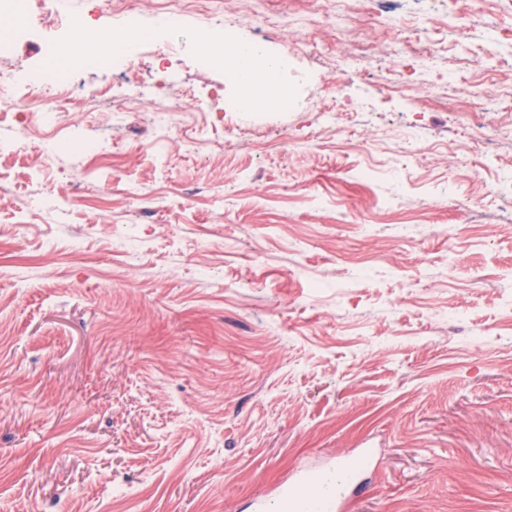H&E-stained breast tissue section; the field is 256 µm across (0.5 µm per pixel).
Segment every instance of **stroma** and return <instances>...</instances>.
<instances>
[{"instance_id": "35a3bbf8", "label": "stroma", "mask_w": 512, "mask_h": 512, "mask_svg": "<svg viewBox=\"0 0 512 512\" xmlns=\"http://www.w3.org/2000/svg\"><path fill=\"white\" fill-rule=\"evenodd\" d=\"M164 3L136 7L165 59L76 71L78 135L0 163V512H251L363 447L381 464L353 512H512V206L490 193L512 169V0L361 2L337 28L315 0H182L172 29ZM73 15L125 23L60 0L0 69H48ZM200 30L266 37L298 107L241 111ZM395 67L434 96L389 101ZM133 90L149 103L109 126L95 93ZM333 95L350 111L326 115Z\"/></svg>"}]
</instances>
